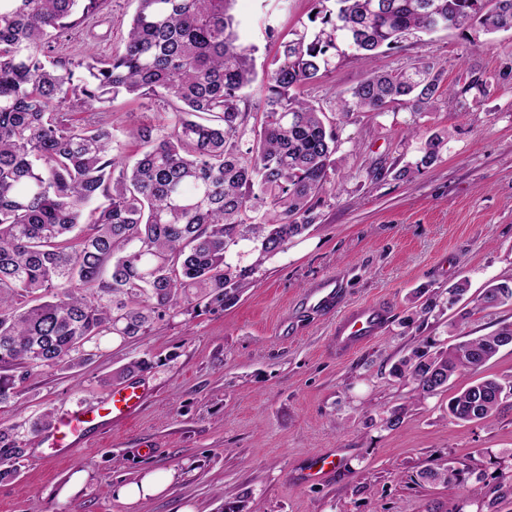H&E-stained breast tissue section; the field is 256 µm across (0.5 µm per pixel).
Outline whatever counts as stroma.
<instances>
[{
    "label": "stroma",
    "mask_w": 512,
    "mask_h": 512,
    "mask_svg": "<svg viewBox=\"0 0 512 512\" xmlns=\"http://www.w3.org/2000/svg\"><path fill=\"white\" fill-rule=\"evenodd\" d=\"M314 0H234L232 13L257 62L283 36L308 23ZM135 4L108 0L102 14L59 38L54 55H83L87 43L111 54L125 37ZM430 57L455 88L488 82L463 105L440 98L414 119L403 106L339 116L371 71L411 68ZM512 65V33L475 28L437 30L402 39L367 61L354 51L336 58L302 96L336 129V183L319 195L315 222L268 259L237 299L211 311H189L147 335L102 342L75 371L45 370L19 400L0 404V424L57 417L100 406L128 363L146 390L129 420L92 431L77 450L59 456L41 438L25 436L16 474L0 480V512H512V494L498 492L512 473V406L494 418L458 422L448 416L451 391L417 400L396 372L420 344L447 349L512 325V305L482 310L489 284L512 281V79L491 77ZM162 101L114 103L109 120L124 154L137 148L124 134L129 113L156 121ZM419 133L407 135L409 122ZM449 132L439 160L414 170L420 148ZM337 278L344 306L378 302L390 309L383 334L339 357L331 347L335 316L312 313L303 295ZM468 292L449 304L448 291ZM438 305L421 313L427 298ZM400 412L395 427L385 421ZM332 452L341 469L317 485L304 482L309 460ZM456 469L460 481L433 482L423 471ZM153 471L173 479L157 497L125 505L121 484ZM80 490L65 494L73 474Z\"/></svg>",
    "instance_id": "35a3bbf8"
}]
</instances>
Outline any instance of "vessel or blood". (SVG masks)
I'll list each match as a JSON object with an SVG mask.
<instances>
[{
    "label": "vessel or blood",
    "instance_id": "obj_1",
    "mask_svg": "<svg viewBox=\"0 0 512 512\" xmlns=\"http://www.w3.org/2000/svg\"><path fill=\"white\" fill-rule=\"evenodd\" d=\"M339 290L335 279L328 278L309 289L305 304L309 309L331 312L336 307ZM388 322V311L379 303H364L348 308L336 322L332 349L343 356L375 340ZM144 399V390L138 382H130L112 394L107 415L120 421L131 416ZM97 424V416L90 411L78 410L68 415L61 427L50 431L46 440L59 453L71 451L82 437ZM341 465L333 453L315 455L307 466L306 478L316 482L331 476Z\"/></svg>",
    "mask_w": 512,
    "mask_h": 512
}]
</instances>
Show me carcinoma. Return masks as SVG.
Segmentation results:
<instances>
[{"label": "carcinoma", "instance_id": "carcinoma-1", "mask_svg": "<svg viewBox=\"0 0 512 512\" xmlns=\"http://www.w3.org/2000/svg\"><path fill=\"white\" fill-rule=\"evenodd\" d=\"M105 2L0 0V403L45 369L87 364L107 336H142L167 315L224 307L314 223L313 199L336 174V130L299 89L326 75L340 46L370 59L410 34L512 31V0H315L318 27L293 32L264 62L262 118L250 127L256 48L242 39L234 0H135L112 57H51L52 42ZM475 87L486 92L484 82L453 92L422 59L371 73L337 106L346 116L398 104L421 117ZM120 96L174 105L163 122L127 131L141 145L132 161L103 119ZM447 143L429 136L416 166ZM241 240L255 256L244 267L227 261ZM509 303L512 281L478 299L482 310ZM509 345L504 326L433 355L416 346L402 368L417 396L431 397ZM511 397L512 381L484 377L448 401V416L486 421ZM53 418L0 428V478L25 456L19 430L40 433Z\"/></svg>", "mask_w": 512, "mask_h": 512}]
</instances>
